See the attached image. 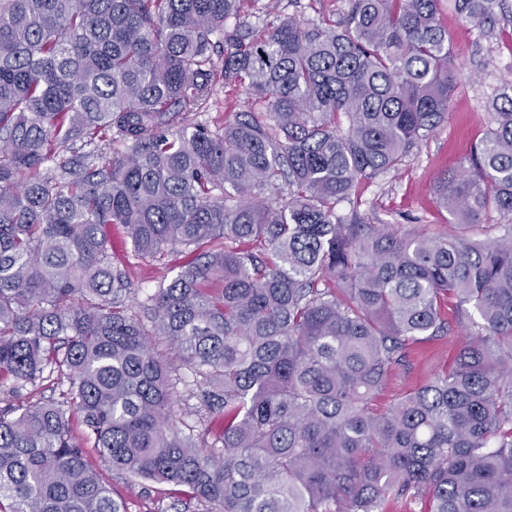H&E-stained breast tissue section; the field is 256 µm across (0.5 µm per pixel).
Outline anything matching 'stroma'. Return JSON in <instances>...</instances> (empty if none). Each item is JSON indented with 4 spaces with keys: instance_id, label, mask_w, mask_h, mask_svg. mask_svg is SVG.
Here are the masks:
<instances>
[{
    "instance_id": "obj_1",
    "label": "stroma",
    "mask_w": 512,
    "mask_h": 512,
    "mask_svg": "<svg viewBox=\"0 0 512 512\" xmlns=\"http://www.w3.org/2000/svg\"><path fill=\"white\" fill-rule=\"evenodd\" d=\"M438 19L451 39L453 61L465 77L458 89L448 119L414 147L400 171L385 172L356 186L358 206L341 203L340 217H358L365 224H391L406 231L426 227L431 233L477 235V228L457 223L437 203L436 186L440 175L471 154L491 124L485 103L503 84L512 83V0H504L496 10L493 26L480 27L459 15L450 0H442ZM249 98L244 88H218L208 111L199 121L213 126L233 120L247 109ZM112 262L127 269L139 297L153 292L161 281L174 278L186 262L179 251L163 261L147 264L138 259L130 245L127 229L115 224L109 229ZM458 335L417 344L410 354L408 369L393 370L382 391L380 402L418 386L432 373L454 358ZM95 466L121 500L126 512H201L196 501L171 490L169 485L152 481H134L112 470L103 460Z\"/></svg>"
}]
</instances>
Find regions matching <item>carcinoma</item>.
I'll list each match as a JSON object with an SVG mask.
<instances>
[{
  "mask_svg": "<svg viewBox=\"0 0 512 512\" xmlns=\"http://www.w3.org/2000/svg\"><path fill=\"white\" fill-rule=\"evenodd\" d=\"M439 2L349 0L338 27L240 20V0H0V512H126L88 445L205 512H390L412 489L423 512H512V85L438 190L496 237L336 216L448 119ZM502 2L454 8L484 24ZM219 83L273 124L188 119ZM112 224L143 259L212 247L135 310ZM454 322L451 366L378 404ZM54 374L66 404L28 401ZM180 385L203 434L174 423Z\"/></svg>",
  "mask_w": 512,
  "mask_h": 512,
  "instance_id": "1",
  "label": "carcinoma"
}]
</instances>
